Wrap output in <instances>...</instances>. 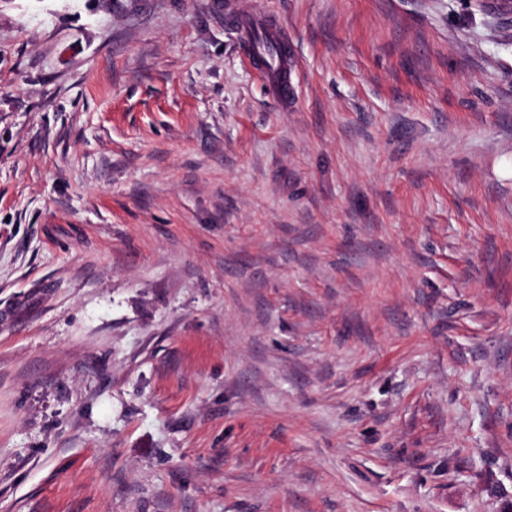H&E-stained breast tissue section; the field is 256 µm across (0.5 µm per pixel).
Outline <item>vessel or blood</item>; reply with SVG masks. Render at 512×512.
I'll return each instance as SVG.
<instances>
[{
	"label": "vessel or blood",
	"instance_id": "vessel-or-blood-1",
	"mask_svg": "<svg viewBox=\"0 0 512 512\" xmlns=\"http://www.w3.org/2000/svg\"><path fill=\"white\" fill-rule=\"evenodd\" d=\"M265 29L272 42H280L282 35L277 24L272 22L262 11L252 8L243 10L240 15L239 36L244 44L247 58L254 65L261 79L269 90L281 100H289L291 76L294 67L287 52L268 54L262 46L253 41V33Z\"/></svg>",
	"mask_w": 512,
	"mask_h": 512
}]
</instances>
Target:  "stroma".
<instances>
[{"instance_id": "stroma-1", "label": "stroma", "mask_w": 512, "mask_h": 512, "mask_svg": "<svg viewBox=\"0 0 512 512\" xmlns=\"http://www.w3.org/2000/svg\"><path fill=\"white\" fill-rule=\"evenodd\" d=\"M0 0V512H504L512 0ZM251 8L242 11L239 26V36L244 44L247 58L254 65L259 77L264 80L269 90L275 93L283 103L288 104L294 67L293 60L288 56V49L284 45L280 27L272 22L265 13L252 7V4ZM261 28L265 29L272 42L280 45V40L282 41L280 53L270 55L264 47L254 43L253 33Z\"/></svg>"}]
</instances>
